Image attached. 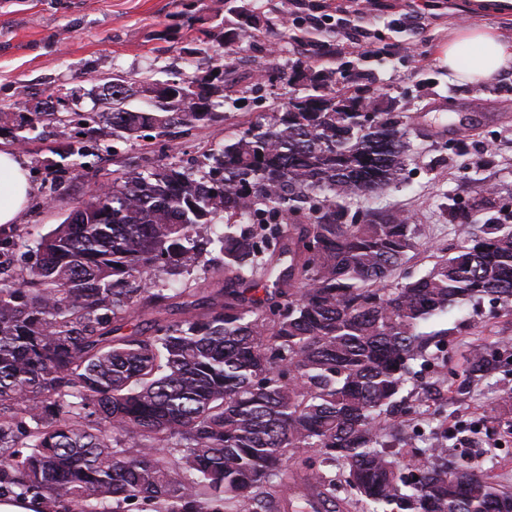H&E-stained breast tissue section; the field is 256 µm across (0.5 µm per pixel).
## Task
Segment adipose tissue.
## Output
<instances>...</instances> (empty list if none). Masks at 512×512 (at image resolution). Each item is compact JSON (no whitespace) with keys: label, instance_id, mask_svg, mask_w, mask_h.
Instances as JSON below:
<instances>
[{"label":"adipose tissue","instance_id":"obj_1","mask_svg":"<svg viewBox=\"0 0 512 512\" xmlns=\"http://www.w3.org/2000/svg\"><path fill=\"white\" fill-rule=\"evenodd\" d=\"M441 58L456 79L484 84L512 67V38L494 27L465 20L449 34ZM30 193L26 167L13 149L0 148V225L17 222Z\"/></svg>","mask_w":512,"mask_h":512}]
</instances>
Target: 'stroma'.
Segmentation results:
<instances>
[{"label":"stroma","instance_id":"obj_1","mask_svg":"<svg viewBox=\"0 0 512 512\" xmlns=\"http://www.w3.org/2000/svg\"><path fill=\"white\" fill-rule=\"evenodd\" d=\"M242 5L263 24L228 59L235 85L215 121L165 137L106 135L83 158L64 149L73 126L63 132L42 122L33 132L16 127L0 135V147L27 162L33 189L19 217L28 227L16 246L19 260L33 263L37 240L87 201L94 185L111 184L114 170L170 163L195 179L207 175L203 152L267 121L289 93L279 72L299 62L335 70L337 93L366 97L377 111L398 115L407 132L411 159L400 179L361 198L354 211H405L421 241L444 248L457 244L449 208L465 207L481 183L496 186L503 205L473 213V223H500L512 213V68L471 85L440 63L451 27L464 16L462 0H0V110L23 111L19 89L39 100L63 86L71 91L63 111L97 112L100 86L118 75L134 81L128 108L148 109L149 84L207 70V55L187 56L184 46L236 22ZM420 330L446 333L449 431L474 430L470 448L449 438V467L487 471L512 490V417L499 407L512 389V366L469 392L456 390L473 345L512 338V314L484 298L453 306Z\"/></svg>","mask_w":512,"mask_h":512}]
</instances>
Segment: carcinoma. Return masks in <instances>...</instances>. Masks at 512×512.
<instances>
[{"mask_svg": "<svg viewBox=\"0 0 512 512\" xmlns=\"http://www.w3.org/2000/svg\"><path fill=\"white\" fill-rule=\"evenodd\" d=\"M236 15L218 34L224 54L166 83L149 111L126 108L117 76L104 112L38 101L20 121L85 123L65 144L81 157L106 127L162 137L212 120L224 56L260 23ZM279 79L302 91L203 154L222 183L173 165L117 170L39 240L29 268L14 259L25 225H0V499L30 498L36 512H512V491L448 469L438 391L417 399L430 429L407 472L389 452L412 363L442 348L420 324L466 300L512 303V224L450 210L454 255L388 287L416 227L343 202L402 175V123L336 97L331 69ZM497 197L486 185L474 207ZM216 251L223 285L203 296L190 278ZM173 307L178 320L165 317ZM466 364L483 378L506 360L479 345Z\"/></svg>", "mask_w": 512, "mask_h": 512, "instance_id": "1", "label": "carcinoma"}]
</instances>
